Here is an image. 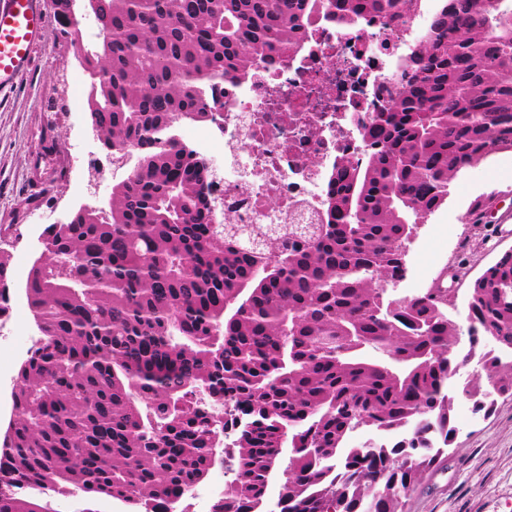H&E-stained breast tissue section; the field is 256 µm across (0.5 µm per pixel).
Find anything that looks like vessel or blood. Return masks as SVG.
Returning <instances> with one entry per match:
<instances>
[{"mask_svg":"<svg viewBox=\"0 0 512 512\" xmlns=\"http://www.w3.org/2000/svg\"><path fill=\"white\" fill-rule=\"evenodd\" d=\"M39 0H0V90L28 72L43 34Z\"/></svg>","mask_w":512,"mask_h":512,"instance_id":"vessel-or-blood-1","label":"vessel or blood"}]
</instances>
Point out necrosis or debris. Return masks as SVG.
Masks as SVG:
<instances>
[{
	"mask_svg": "<svg viewBox=\"0 0 512 512\" xmlns=\"http://www.w3.org/2000/svg\"><path fill=\"white\" fill-rule=\"evenodd\" d=\"M406 22L336 21L327 0L288 53L272 52L246 78L210 85L214 121L194 130L217 142L224 211L238 224H319L331 175L343 160H366V128L426 30L428 0ZM276 208H269V201Z\"/></svg>",
	"mask_w": 512,
	"mask_h": 512,
	"instance_id": "4bbe7bcc",
	"label": "necrosis or debris"
}]
</instances>
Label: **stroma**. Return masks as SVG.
Segmentation results:
<instances>
[{"label":"stroma","mask_w":512,"mask_h":512,"mask_svg":"<svg viewBox=\"0 0 512 512\" xmlns=\"http://www.w3.org/2000/svg\"><path fill=\"white\" fill-rule=\"evenodd\" d=\"M41 9L44 37L30 71L13 88L0 90V225H14L16 233L14 239L0 241V254L9 261L14 305L0 340V432L11 416L17 371L38 336L24 287L43 250V231L67 222L93 198L109 197L113 185L107 174L97 191L89 189L86 155L98 140L87 108V77L57 31L50 0H41ZM492 192L502 204L500 220L512 225L510 151L467 170L447 205L419 226L405 249L411 278L393 290V298L420 294L446 257L467 271L450 292L448 314L456 320L467 313L475 279L512 249V238L483 246L476 256L455 246V233L474 202ZM454 426L453 441L410 493L404 512H512V395L497 396L487 412L457 397Z\"/></svg>","instance_id":"35a3bbf8"}]
</instances>
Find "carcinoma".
Listing matches in <instances>:
<instances>
[{
	"label": "carcinoma",
	"mask_w": 512,
	"mask_h": 512,
	"mask_svg": "<svg viewBox=\"0 0 512 512\" xmlns=\"http://www.w3.org/2000/svg\"><path fill=\"white\" fill-rule=\"evenodd\" d=\"M416 0H329L339 21L396 25ZM310 0H92L97 41L62 0L58 31L88 76V112L112 160L138 153L106 209L43 232L25 283L40 346L21 364L0 434V512H51L38 495L87 494L155 512L226 452L236 475L214 512H255L281 477L278 512H403L454 434L447 386L481 411L512 395V361L470 337L459 356L448 289L387 298L417 225L459 174L512 152V16L451 0L428 18L402 91L375 112L374 151L336 168L326 223L302 240L211 222L212 167L179 144L214 120L205 88L305 31ZM478 330L512 347V250L476 278ZM412 424L390 451H344L365 425Z\"/></svg>",
	"instance_id": "obj_1"
}]
</instances>
